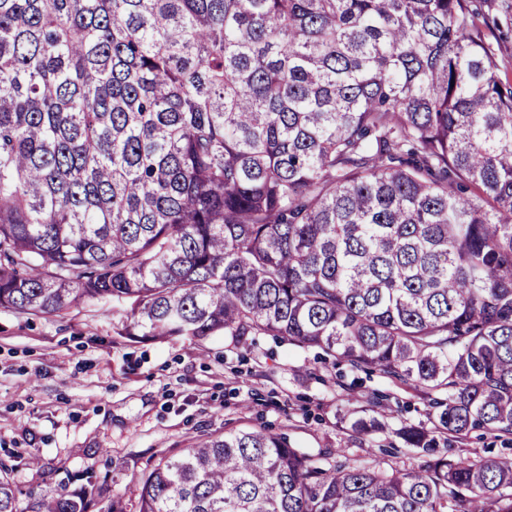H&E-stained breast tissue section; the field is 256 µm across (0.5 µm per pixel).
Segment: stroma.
Masks as SVG:
<instances>
[{
    "label": "stroma",
    "mask_w": 512,
    "mask_h": 512,
    "mask_svg": "<svg viewBox=\"0 0 512 512\" xmlns=\"http://www.w3.org/2000/svg\"><path fill=\"white\" fill-rule=\"evenodd\" d=\"M497 21L500 76L512 83V0H477ZM123 308L81 303L58 315L0 309V460L23 492L54 490L88 468L134 500L143 471L203 433L263 428L315 455L360 454L351 412L384 395L388 410L376 444L389 464L415 463L397 431L429 426V406L413 389L352 370L317 348L271 336L133 342L118 336ZM512 458V436L477 429L438 439L434 456Z\"/></svg>",
    "instance_id": "stroma-1"
}]
</instances>
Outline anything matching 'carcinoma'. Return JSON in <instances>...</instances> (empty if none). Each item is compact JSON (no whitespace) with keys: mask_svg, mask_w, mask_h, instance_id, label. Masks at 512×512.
<instances>
[{"mask_svg":"<svg viewBox=\"0 0 512 512\" xmlns=\"http://www.w3.org/2000/svg\"><path fill=\"white\" fill-rule=\"evenodd\" d=\"M472 0H0V309L274 336L427 399L418 463L263 429L142 473L134 512H512V84ZM365 438L382 429L359 416ZM0 512H129L93 471ZM448 448H454L456 455L464 457H497L512 458V436L496 437L494 434L477 429L458 441H447L444 437L437 438V446L433 450L436 457L448 456Z\"/></svg>","mask_w":512,"mask_h":512,"instance_id":"cac0c4a2","label":"carcinoma"}]
</instances>
